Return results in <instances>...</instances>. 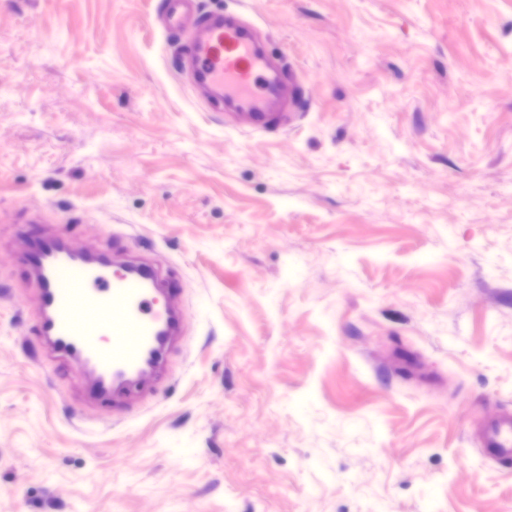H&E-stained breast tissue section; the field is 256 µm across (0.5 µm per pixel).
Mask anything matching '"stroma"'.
<instances>
[{
  "label": "stroma",
  "mask_w": 512,
  "mask_h": 512,
  "mask_svg": "<svg viewBox=\"0 0 512 512\" xmlns=\"http://www.w3.org/2000/svg\"><path fill=\"white\" fill-rule=\"evenodd\" d=\"M198 2L294 128L203 104L163 0H0V512H512V0ZM30 222L178 281L128 414L34 360ZM483 439L487 458L495 462L512 459V414L489 423Z\"/></svg>",
  "instance_id": "obj_1"
}]
</instances>
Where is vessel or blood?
Segmentation results:
<instances>
[{"label": "vessel or blood", "instance_id": "vessel-or-blood-1", "mask_svg": "<svg viewBox=\"0 0 512 512\" xmlns=\"http://www.w3.org/2000/svg\"><path fill=\"white\" fill-rule=\"evenodd\" d=\"M161 22L176 37L177 61L194 86L237 124L276 130L300 111L298 85L255 24L201 13L197 0H164ZM22 235L20 261L39 288L36 336L49 356L85 375L87 401L123 410L131 386L166 373L167 353L184 330L176 286L147 260L118 265L111 255L89 254L69 235L48 236L32 224ZM483 439L487 458L512 459V415L489 423Z\"/></svg>", "mask_w": 512, "mask_h": 512}]
</instances>
